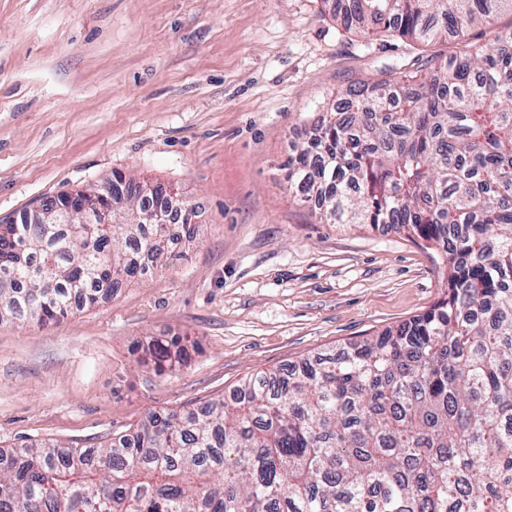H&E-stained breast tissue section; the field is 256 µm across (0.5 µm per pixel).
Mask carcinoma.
Segmentation results:
<instances>
[{"mask_svg":"<svg viewBox=\"0 0 512 512\" xmlns=\"http://www.w3.org/2000/svg\"><path fill=\"white\" fill-rule=\"evenodd\" d=\"M512 0H335L336 20L433 42L491 24ZM290 189L337 224H395L442 251L447 297L331 358L251 375L233 396L148 414L96 448L0 451V512H512V32L427 71L351 88ZM146 181L81 196L117 224H0V317L42 327L144 279L173 234ZM174 339L148 347L170 357Z\"/></svg>","mask_w":512,"mask_h":512,"instance_id":"cac0c4a2","label":"carcinoma"}]
</instances>
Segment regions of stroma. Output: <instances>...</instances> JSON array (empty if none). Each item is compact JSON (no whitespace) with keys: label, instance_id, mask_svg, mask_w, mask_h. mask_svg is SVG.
Returning a JSON list of instances; mask_svg holds the SVG:
<instances>
[{"label":"stroma","instance_id":"obj_1","mask_svg":"<svg viewBox=\"0 0 512 512\" xmlns=\"http://www.w3.org/2000/svg\"><path fill=\"white\" fill-rule=\"evenodd\" d=\"M458 50L362 38L329 0H0V224L119 171L176 189L199 226L56 325L0 322V450L96 447L429 310L440 251L326 223L286 161L330 94ZM174 336L187 348L157 371L145 347Z\"/></svg>","mask_w":512,"mask_h":512}]
</instances>
